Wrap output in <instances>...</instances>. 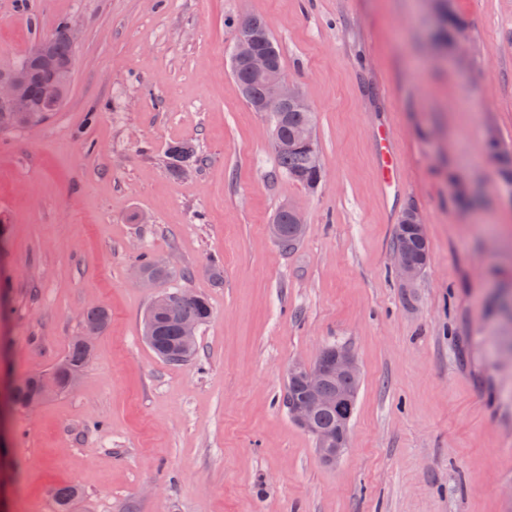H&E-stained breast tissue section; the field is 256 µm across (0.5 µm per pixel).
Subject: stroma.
<instances>
[{
  "instance_id": "stroma-1",
  "label": "stroma",
  "mask_w": 512,
  "mask_h": 512,
  "mask_svg": "<svg viewBox=\"0 0 512 512\" xmlns=\"http://www.w3.org/2000/svg\"><path fill=\"white\" fill-rule=\"evenodd\" d=\"M453 5L480 50L439 61L438 0H0V70L61 22L80 32L60 109L0 132V512H56L67 485L69 512H512V191L486 149L492 127L512 152V0ZM253 15L313 107L316 188L279 171L232 75ZM287 203L305 224L285 251ZM412 207L429 263L409 284L392 252ZM144 258L169 278L140 284ZM168 288L212 308L180 364L141 334ZM95 307L78 387L13 404ZM331 345L361 379L329 465L284 399L289 364ZM377 137L380 156L379 183L387 193L395 188L399 167L397 158L391 148L389 132L386 129L378 130ZM168 155L171 159V170L175 174H181V166L188 162L194 156V149L190 143H177L168 149ZM190 171V167L182 166L183 175ZM285 213L291 215L293 223L281 210L276 214L273 224H278V246L283 250L293 248L302 236L304 220L301 210L295 205H288L283 208ZM301 224V225H299Z\"/></svg>"
}]
</instances>
